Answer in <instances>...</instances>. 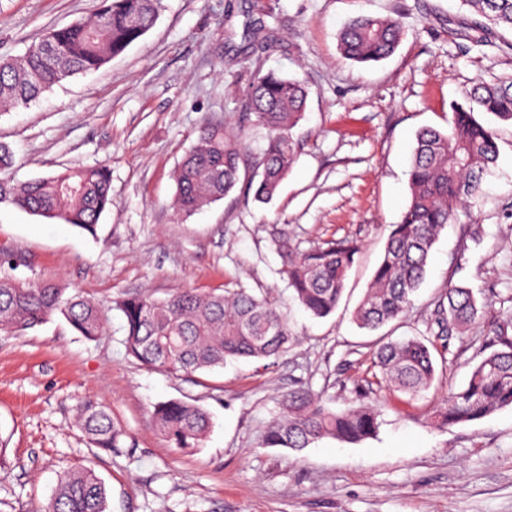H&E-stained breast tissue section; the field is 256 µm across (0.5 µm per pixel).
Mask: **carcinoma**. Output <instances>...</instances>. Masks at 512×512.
<instances>
[{
    "mask_svg": "<svg viewBox=\"0 0 512 512\" xmlns=\"http://www.w3.org/2000/svg\"><path fill=\"white\" fill-rule=\"evenodd\" d=\"M480 20L475 30L512 31V0H462ZM161 0H100L88 19L53 28L28 50L0 59V108L27 105L43 92L78 74L99 71L156 23ZM404 37L400 20L362 15L340 34L346 58L366 63L392 55ZM482 112L512 122V81L473 87ZM256 120L270 136L255 164L254 198L270 201L288 177L294 155L293 130L302 119L306 86L274 72L256 73L248 93ZM499 150L493 129L474 110L453 107L445 129L426 127L416 135L409 176V198L392 225L370 287L352 313L361 328L374 331L401 318L412 307L441 231L455 222L467 200L479 195L483 176L496 165ZM241 138L218 121L204 124L174 174L173 208L192 214L224 198L239 182ZM9 146L0 144V203L30 214L57 219L90 235L112 205V180L105 166L64 167L28 182L10 176ZM360 245L334 240L283 253L282 273L295 301L312 316L336 311L348 272ZM112 309L123 319L124 344L142 365L173 375L213 371L229 360H276L293 342L287 315L271 295L245 288L222 293L178 289L164 298L149 290L128 293ZM107 309L61 283L31 284L0 278V331H19L64 319L79 335L94 339L102 332ZM483 313L473 292L446 287L431 318L428 336L384 338L372 361L374 383L410 397L429 390L436 374L435 355L464 335ZM467 383L448 393L435 419L455 425L485 418L512 407V337L489 338ZM281 414L268 427L265 448L300 452L324 439L357 444L376 436L381 407L359 403L336 410L321 392L290 390L281 395ZM153 418L169 447L200 448L211 428L201 405L168 400L154 406ZM81 429L97 448H121L126 433L100 406L80 409ZM38 512H107V489L90 466L61 473L56 490Z\"/></svg>",
    "mask_w": 512,
    "mask_h": 512,
    "instance_id": "1",
    "label": "carcinoma"
}]
</instances>
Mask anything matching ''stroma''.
Here are the masks:
<instances>
[{"label":"stroma","mask_w":512,"mask_h":512,"mask_svg":"<svg viewBox=\"0 0 512 512\" xmlns=\"http://www.w3.org/2000/svg\"><path fill=\"white\" fill-rule=\"evenodd\" d=\"M154 27L99 72L70 78L25 107L0 112V143L26 181L63 167L107 165L112 204L96 236L0 204V277L61 282L110 303L179 288L271 293L294 341L274 364L238 360L212 373L172 376L138 364L123 321L109 312L89 340L61 319L0 332V512H38L63 470L93 465L108 512H512V408L454 426L434 423L449 390L482 357L491 329L512 330V123L491 120L499 160L457 223L436 243L412 308L369 333L351 313L368 288L391 224L409 197L415 135L446 127L474 84L512 76V33L473 44L460 0H162ZM98 0H0V58L52 28L86 19ZM400 19L407 35L371 63L344 58L338 34L353 17ZM271 30L267 47L253 27ZM302 80L295 161L273 200L248 190L268 131L251 112L256 71ZM221 119L244 143L240 181L191 215L174 210V172L200 126ZM479 225V238L470 235ZM357 241L361 254L335 313L309 316L284 280L277 243L303 250ZM473 288L485 317L436 359V378L412 398L361 381L382 336L427 333L447 284ZM326 393L336 408L364 394L384 403L377 437L326 439L296 453L263 436L282 394ZM171 399L207 408L202 448H169L152 417ZM88 401L132 439L94 447L77 423Z\"/></svg>","instance_id":"1"}]
</instances>
